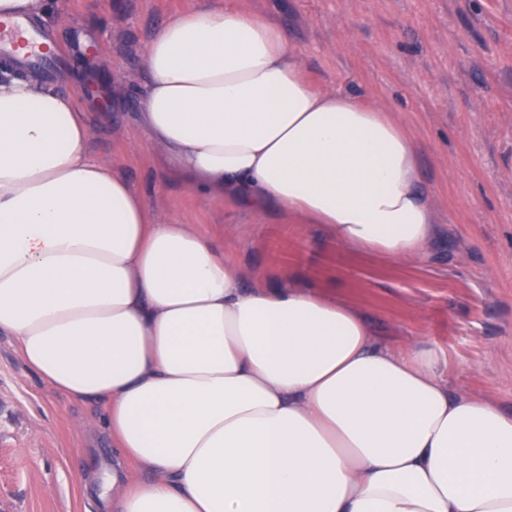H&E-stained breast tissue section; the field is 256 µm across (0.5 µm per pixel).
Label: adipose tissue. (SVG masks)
<instances>
[{
	"label": "adipose tissue",
	"instance_id": "1",
	"mask_svg": "<svg viewBox=\"0 0 512 512\" xmlns=\"http://www.w3.org/2000/svg\"><path fill=\"white\" fill-rule=\"evenodd\" d=\"M143 63L142 129L197 193L391 257L432 236L410 134L317 90L282 29L191 9ZM89 138L74 96L0 72V334L102 404L107 512H512V416L452 396L433 350L379 344L334 293L245 285L223 238L149 215Z\"/></svg>",
	"mask_w": 512,
	"mask_h": 512
}]
</instances>
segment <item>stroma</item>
<instances>
[{
    "label": "stroma",
    "mask_w": 512,
    "mask_h": 512,
    "mask_svg": "<svg viewBox=\"0 0 512 512\" xmlns=\"http://www.w3.org/2000/svg\"><path fill=\"white\" fill-rule=\"evenodd\" d=\"M44 18L68 54L88 150L110 160L150 214L222 235L245 284L285 272L333 288L375 339L423 342L452 395L512 415V0H231L283 29L305 76L391 112L411 133L437 232L417 259L336 245L320 224L236 209L171 179L139 125L145 48L169 19L217 0H56ZM103 410L54 390L0 335V512H103L90 474L117 451Z\"/></svg>",
    "instance_id": "stroma-1"
}]
</instances>
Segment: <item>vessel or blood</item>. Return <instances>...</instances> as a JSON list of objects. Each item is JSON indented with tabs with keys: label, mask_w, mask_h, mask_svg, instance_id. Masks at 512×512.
Segmentation results:
<instances>
[{
	"label": "vessel or blood",
	"mask_w": 512,
	"mask_h": 512,
	"mask_svg": "<svg viewBox=\"0 0 512 512\" xmlns=\"http://www.w3.org/2000/svg\"><path fill=\"white\" fill-rule=\"evenodd\" d=\"M0 55L18 56L21 66L50 69L57 61L54 41L33 17L0 20Z\"/></svg>",
	"instance_id": "obj_1"
}]
</instances>
